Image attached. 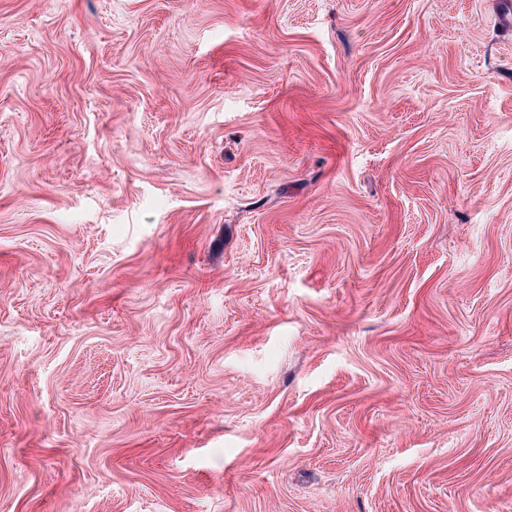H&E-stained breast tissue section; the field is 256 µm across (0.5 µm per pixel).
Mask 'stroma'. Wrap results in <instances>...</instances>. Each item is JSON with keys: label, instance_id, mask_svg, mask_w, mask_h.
Returning <instances> with one entry per match:
<instances>
[{"label": "stroma", "instance_id": "35a3bbf8", "mask_svg": "<svg viewBox=\"0 0 512 512\" xmlns=\"http://www.w3.org/2000/svg\"><path fill=\"white\" fill-rule=\"evenodd\" d=\"M0 512H512L498 0H0Z\"/></svg>", "mask_w": 512, "mask_h": 512}]
</instances>
